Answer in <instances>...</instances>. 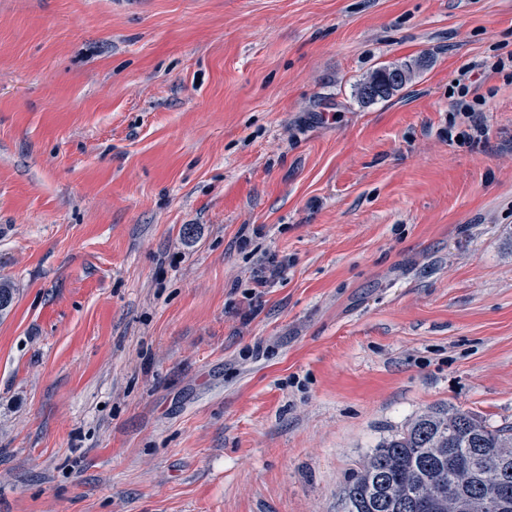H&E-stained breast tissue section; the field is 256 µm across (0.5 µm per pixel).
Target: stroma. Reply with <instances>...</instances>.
Returning a JSON list of instances; mask_svg holds the SVG:
<instances>
[{
  "label": "stroma",
  "instance_id": "stroma-1",
  "mask_svg": "<svg viewBox=\"0 0 512 512\" xmlns=\"http://www.w3.org/2000/svg\"><path fill=\"white\" fill-rule=\"evenodd\" d=\"M510 54L512 0H0V512H345L512 426ZM425 63L421 59L414 64H391L373 69L357 84L358 100L362 104L370 105L389 98L409 83L416 70L424 67ZM370 90L375 94H370ZM465 79H458L457 85V94L458 98L454 102V108L456 113L463 115L465 119L470 123V128L474 131H479L480 129V119L479 112L476 109V105H481L482 100L479 96L473 97L472 101L467 100V96L470 94L469 85L465 84ZM503 459L512 461V426H489L462 408L431 409L367 455L344 490L345 511L512 512V467L505 508L493 510L488 491L502 479ZM474 462L480 467L470 470Z\"/></svg>",
  "mask_w": 512,
  "mask_h": 512
}]
</instances>
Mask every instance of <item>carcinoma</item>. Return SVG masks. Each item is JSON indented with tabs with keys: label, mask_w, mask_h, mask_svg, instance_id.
I'll return each instance as SVG.
<instances>
[{
	"label": "carcinoma",
	"mask_w": 512,
	"mask_h": 512,
	"mask_svg": "<svg viewBox=\"0 0 512 512\" xmlns=\"http://www.w3.org/2000/svg\"><path fill=\"white\" fill-rule=\"evenodd\" d=\"M424 66L377 67L357 84V98L385 100ZM503 459L512 460V426H489L462 408L431 409L367 455L344 490L346 512H495L489 488L502 479Z\"/></svg>",
	"instance_id": "cac0c4a2"
}]
</instances>
